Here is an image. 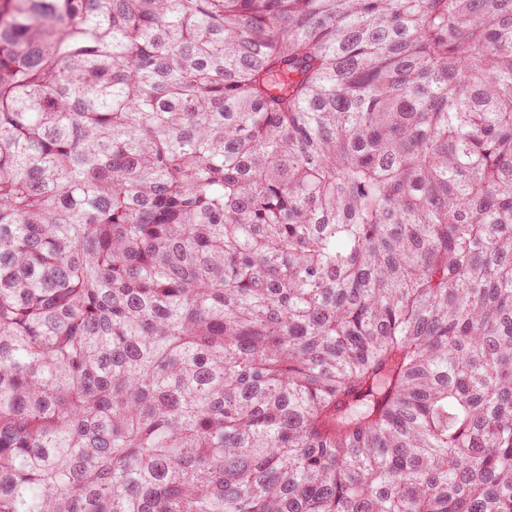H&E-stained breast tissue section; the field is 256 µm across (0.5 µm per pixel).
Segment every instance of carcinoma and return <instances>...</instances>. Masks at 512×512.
Listing matches in <instances>:
<instances>
[{
  "label": "carcinoma",
  "mask_w": 512,
  "mask_h": 512,
  "mask_svg": "<svg viewBox=\"0 0 512 512\" xmlns=\"http://www.w3.org/2000/svg\"><path fill=\"white\" fill-rule=\"evenodd\" d=\"M0 512H512V0H0Z\"/></svg>",
  "instance_id": "1"
}]
</instances>
